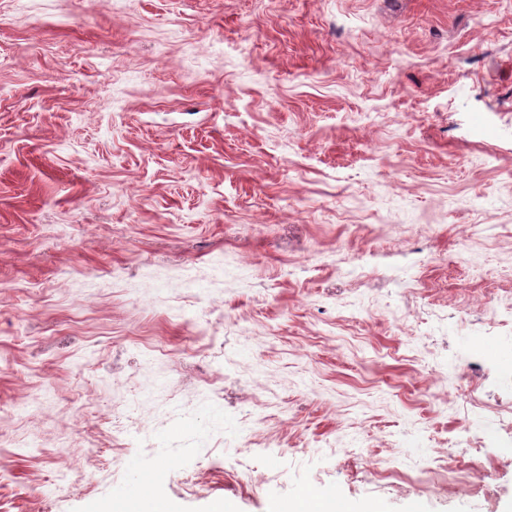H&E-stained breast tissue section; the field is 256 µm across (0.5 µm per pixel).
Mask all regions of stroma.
Returning a JSON list of instances; mask_svg holds the SVG:
<instances>
[{
    "mask_svg": "<svg viewBox=\"0 0 512 512\" xmlns=\"http://www.w3.org/2000/svg\"><path fill=\"white\" fill-rule=\"evenodd\" d=\"M490 348L512 0H0V512H512ZM464 431L477 432L491 447L498 448L503 455H512V437L504 438L496 428L487 425L482 416H475L463 425Z\"/></svg>",
    "mask_w": 512,
    "mask_h": 512,
    "instance_id": "obj_1",
    "label": "stroma"
}]
</instances>
